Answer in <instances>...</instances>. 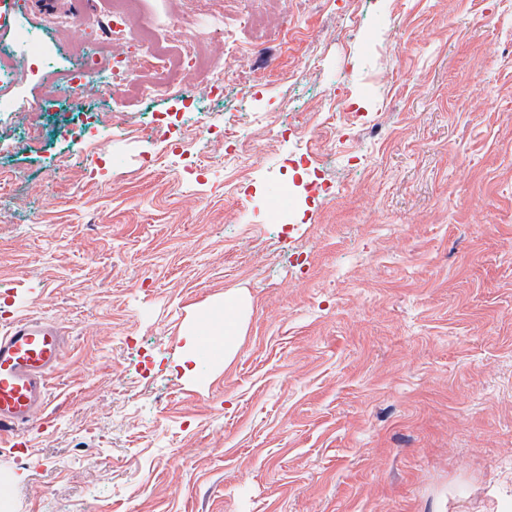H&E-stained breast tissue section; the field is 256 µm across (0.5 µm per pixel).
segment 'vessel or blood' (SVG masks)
Here are the masks:
<instances>
[{"instance_id":"b4317fda","label":"vessel or blood","mask_w":512,"mask_h":512,"mask_svg":"<svg viewBox=\"0 0 512 512\" xmlns=\"http://www.w3.org/2000/svg\"><path fill=\"white\" fill-rule=\"evenodd\" d=\"M54 322L16 317L0 333V435L22 438L48 405V380L63 355Z\"/></svg>"}]
</instances>
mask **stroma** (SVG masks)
I'll use <instances>...</instances> for the list:
<instances>
[{"label": "stroma", "instance_id": "obj_1", "mask_svg": "<svg viewBox=\"0 0 512 512\" xmlns=\"http://www.w3.org/2000/svg\"><path fill=\"white\" fill-rule=\"evenodd\" d=\"M51 2L17 18L54 64L17 50L0 85V329L45 318L65 349L26 464L0 436V512H504L512 0H141L130 29L197 62L122 86L125 130L71 90L86 45ZM233 295L234 358L186 373Z\"/></svg>", "mask_w": 512, "mask_h": 512}]
</instances>
